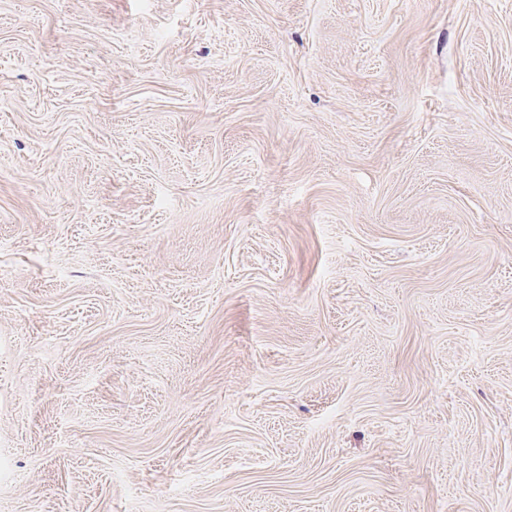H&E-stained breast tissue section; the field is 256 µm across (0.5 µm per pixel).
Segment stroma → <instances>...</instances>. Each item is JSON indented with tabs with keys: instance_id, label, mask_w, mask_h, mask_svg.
<instances>
[{
	"instance_id": "1",
	"label": "stroma",
	"mask_w": 512,
	"mask_h": 512,
	"mask_svg": "<svg viewBox=\"0 0 512 512\" xmlns=\"http://www.w3.org/2000/svg\"><path fill=\"white\" fill-rule=\"evenodd\" d=\"M0 512H512V0H0Z\"/></svg>"
}]
</instances>
